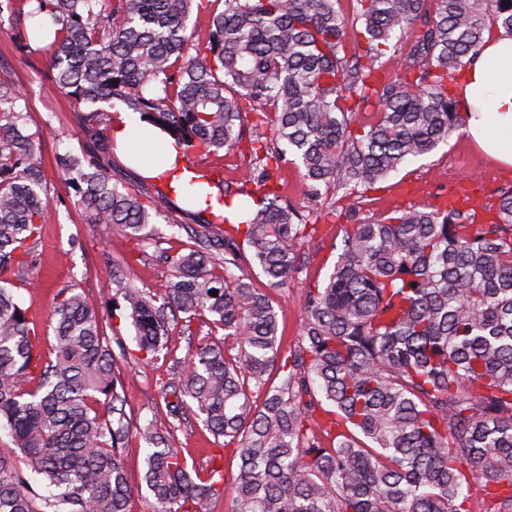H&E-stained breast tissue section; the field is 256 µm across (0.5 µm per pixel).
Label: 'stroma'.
Instances as JSON below:
<instances>
[{"label":"stroma","instance_id":"obj_1","mask_svg":"<svg viewBox=\"0 0 512 512\" xmlns=\"http://www.w3.org/2000/svg\"><path fill=\"white\" fill-rule=\"evenodd\" d=\"M15 20L0 16V78L16 82L29 112L28 132L51 128L37 161L48 189L52 217L43 227L34 275L38 287L19 290L18 296L43 337L44 346L54 341L51 314L59 289L71 285L97 300L106 336L119 338L129 352H136L134 330L125 318L112 314V277L120 275L140 288L155 287L168 272L165 256L185 252L194 242L202 216L176 213L174 220L160 219L153 240L143 243L119 233L112 225L96 224L77 204L74 189L64 183L55 164L56 152H80L85 133L78 124L69 99L50 89L52 70L49 51L38 41L29 47L14 39ZM188 162L209 174L212 181L238 187L247 162L242 148L210 153L190 151ZM512 187V167H503L485 157L456 134L433 152L402 166L384 182L365 192L358 204L360 217L390 215L408 207H443L449 200L459 206L495 196L498 189ZM282 200L309 214L313 229L300 246L301 266L290 285L268 287L259 266L249 267L248 276L264 289L278 313L284 346L295 344L302 322L306 288L323 283L336 261L342 239L341 219L325 216V207L310 195L309 183L298 164L286 162L279 174ZM211 335L204 317L190 324H177L170 335V350L155 359L130 363L124 382L125 411L135 426L149 420L164 422L161 383L167 378L173 358L190 359L198 343ZM181 448L196 467L207 466L218 453L219 443L196 417H189L175 434Z\"/></svg>","mask_w":512,"mask_h":512}]
</instances>
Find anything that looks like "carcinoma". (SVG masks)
I'll return each mask as SVG.
<instances>
[{
  "mask_svg": "<svg viewBox=\"0 0 512 512\" xmlns=\"http://www.w3.org/2000/svg\"><path fill=\"white\" fill-rule=\"evenodd\" d=\"M33 2L30 15L54 26L52 90L74 101L88 138L56 164L94 222L147 241L149 225L176 208L169 185L145 202L112 182L98 104L123 103L186 153L234 147L247 113L273 116L276 145L250 140L243 174L261 191L255 207L217 184L206 200L238 223L209 204L211 220L158 287L113 277L140 360L169 350L180 314L207 312L224 331L171 367L169 429H139L155 512H205L220 493L226 512H512V187L482 207L485 221L472 206L357 220L351 202L462 130L448 82L490 26L512 35V0H357L358 29L339 0H224L203 47L188 31L194 0ZM403 38L412 44L393 78L381 59ZM21 100L0 79V427L11 439L0 512H130L117 358L133 354L111 351L94 300L71 287L57 294L55 344L43 354L14 294L36 287L51 217L35 162L44 133H24ZM371 103L377 121L358 125ZM289 151L314 196L350 203L341 252L306 289L301 334L283 353L275 308L231 268L254 261L272 288L298 270L308 219L269 189ZM221 252L224 277L209 268ZM253 388L265 391L260 406ZM191 407L238 457L231 482L216 458L199 470L172 446ZM29 472L54 492L37 494Z\"/></svg>",
  "mask_w": 512,
  "mask_h": 512,
  "instance_id": "cac0c4a2",
  "label": "carcinoma"
}]
</instances>
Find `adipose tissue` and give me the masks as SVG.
Masks as SVG:
<instances>
[{
  "label": "adipose tissue",
  "instance_id": "adipose-tissue-1",
  "mask_svg": "<svg viewBox=\"0 0 512 512\" xmlns=\"http://www.w3.org/2000/svg\"><path fill=\"white\" fill-rule=\"evenodd\" d=\"M459 95L465 104V132L488 158L512 166V37H486L481 51L462 74ZM119 153L150 179H162L179 200L200 209L203 199L187 197L191 177L180 147L158 130L140 125L123 113L112 129Z\"/></svg>",
  "mask_w": 512,
  "mask_h": 512
}]
</instances>
